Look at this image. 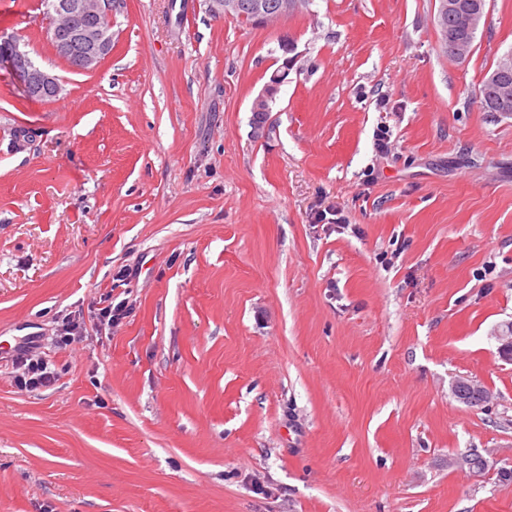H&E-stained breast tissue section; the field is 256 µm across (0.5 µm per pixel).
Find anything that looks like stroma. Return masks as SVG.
Instances as JSON below:
<instances>
[{
  "mask_svg": "<svg viewBox=\"0 0 512 512\" xmlns=\"http://www.w3.org/2000/svg\"><path fill=\"white\" fill-rule=\"evenodd\" d=\"M0 10L62 86L0 63V512H512V116L476 95L512 0L463 61L435 0H116L88 72L41 0ZM108 295L133 311L107 336ZM27 339L53 385L13 383ZM206 0L208 12L212 15L217 16H228L236 18L234 13L238 16V9L240 4H250L253 0ZM251 17L252 25L265 24L270 21V16L267 14V10L263 5V2L256 0L251 6ZM285 74L281 75L274 74L271 77L270 84L255 98L252 103L251 112H265L266 114H258L253 120L255 122H263L267 112H271L272 109L269 107L268 101L274 95L276 87L280 85L281 82L285 79ZM83 323L79 322V319L68 318L63 319L62 324L59 326L57 330V343L63 349L70 347L73 343L82 339L83 335Z\"/></svg>",
  "mask_w": 512,
  "mask_h": 512,
  "instance_id": "stroma-1",
  "label": "stroma"
}]
</instances>
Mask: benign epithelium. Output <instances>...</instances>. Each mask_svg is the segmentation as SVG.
Here are the masks:
<instances>
[{
    "mask_svg": "<svg viewBox=\"0 0 512 512\" xmlns=\"http://www.w3.org/2000/svg\"><path fill=\"white\" fill-rule=\"evenodd\" d=\"M312 0H280L277 17H286L307 8ZM208 12L217 16H234L240 3L238 0H206ZM112 13V0H55L52 5L53 39L56 52L64 57L78 56V70L85 71L95 67L100 58L111 51V35L92 24V18L101 13ZM485 16V0H438L437 26L448 31L453 25L458 31L445 39L442 50L450 58L464 59L472 52L473 36L481 27ZM8 54L16 57L21 66V80L24 93L33 98L42 89L53 86L60 88L59 79L39 65L26 61L25 51L18 40L5 38ZM285 79V75L274 74L270 84L255 98L251 111L269 112L268 101L274 95L276 87ZM483 90L489 93L488 106L494 112L512 115V54L501 59L497 67L484 78ZM465 385L476 391L477 403L483 405L489 401V393L478 381L458 376L451 388Z\"/></svg>",
    "mask_w": 512,
    "mask_h": 512,
    "instance_id": "obj_1",
    "label": "benign epithelium"
}]
</instances>
